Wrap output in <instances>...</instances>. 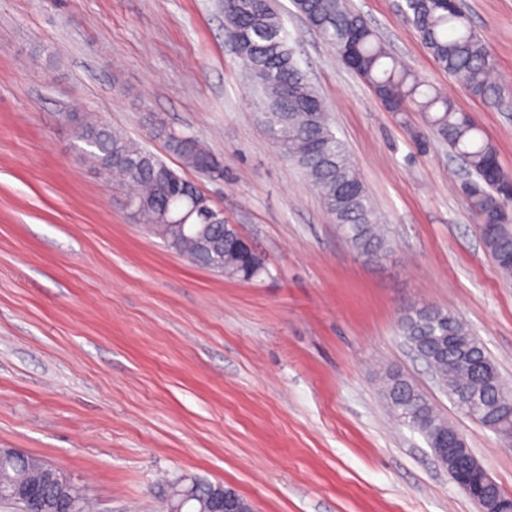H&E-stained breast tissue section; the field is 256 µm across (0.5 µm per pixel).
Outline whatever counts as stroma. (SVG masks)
<instances>
[{
	"instance_id": "stroma-1",
	"label": "stroma",
	"mask_w": 512,
	"mask_h": 512,
	"mask_svg": "<svg viewBox=\"0 0 512 512\" xmlns=\"http://www.w3.org/2000/svg\"><path fill=\"white\" fill-rule=\"evenodd\" d=\"M349 2L512 174V0H463L508 88L497 105L438 67L404 0ZM275 7L388 228L382 258L356 253L274 147L219 0H0V448L64 469L91 512H159L182 474L256 512H477L380 377L412 379L512 496V450L455 410L397 330L409 304L448 309L512 388V280L420 114L389 111L291 0ZM76 103L183 170L266 273L195 266L134 223L62 120ZM153 119L202 141L223 178L182 169Z\"/></svg>"
}]
</instances>
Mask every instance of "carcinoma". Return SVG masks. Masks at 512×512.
Returning a JSON list of instances; mask_svg holds the SVG:
<instances>
[{
    "label": "carcinoma",
    "mask_w": 512,
    "mask_h": 512,
    "mask_svg": "<svg viewBox=\"0 0 512 512\" xmlns=\"http://www.w3.org/2000/svg\"><path fill=\"white\" fill-rule=\"evenodd\" d=\"M293 6L308 27L332 45L340 61L386 99L390 111L421 113L434 138L463 162L468 172L464 195L484 244L500 272L511 277L507 256L512 254V213L505 210V200L512 174L502 169L496 149L471 115L402 66L370 22L346 0H293ZM223 8L227 39L235 42L250 80L262 93L263 123L273 144L309 177L355 251L367 258L383 256L388 251L384 225L345 144L332 131L325 102L289 44L272 0H224ZM404 18L434 61L472 96L494 103L503 99L502 85L493 77L494 62L467 13L450 0H409ZM153 132L165 139L168 151L184 167L210 178L219 172V161L198 139L173 133L158 122ZM79 143L100 174L119 180L130 190L129 197L140 203L137 223L151 228L192 263L211 269L222 258L233 276L244 280L265 272L260 256L235 269V230L214 223L206 214L185 210L181 187L186 177L152 152L88 115ZM450 328L457 336L470 335L451 312L432 305L406 306L398 319L399 335L427 357L440 382L447 385L450 399L463 391L473 394V412L460 407L457 411L482 424L490 406L503 396L512 397V390L482 384L477 362L495 366L484 346L470 353L475 363L448 369L454 353H438L435 347ZM383 397L400 424L434 442L444 417L408 377L387 372ZM47 473L57 481L47 483ZM189 484L199 501L218 488L199 477ZM20 486L37 491L43 512H55L77 496L86 500L84 488L61 469L30 456L21 462L15 451L5 448L0 454V500L24 512L28 502L8 493Z\"/></svg>",
    "instance_id": "carcinoma-1"
}]
</instances>
